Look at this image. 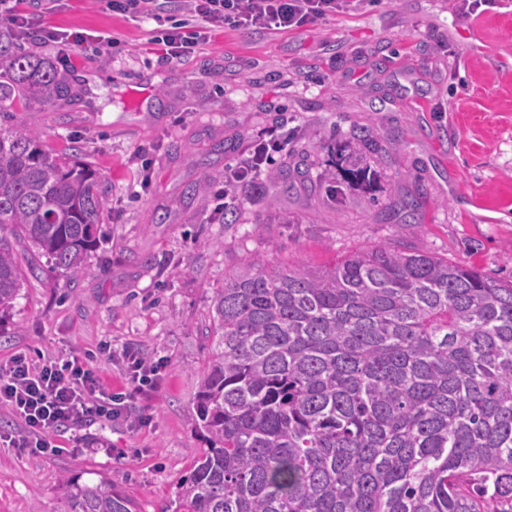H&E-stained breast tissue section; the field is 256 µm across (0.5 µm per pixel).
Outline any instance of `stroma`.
Instances as JSON below:
<instances>
[{
    "mask_svg": "<svg viewBox=\"0 0 512 512\" xmlns=\"http://www.w3.org/2000/svg\"><path fill=\"white\" fill-rule=\"evenodd\" d=\"M457 0H365L354 12L288 33L224 29L179 60L152 43L153 22L103 0H57L36 29L87 38L34 39L77 95L11 113L43 149L95 165L107 207L101 242L75 277L42 264L0 320V363L98 351L112 389L125 387L123 352L162 361L158 391L139 397L150 421H99L61 430L57 455L0 447V512H60L66 479H106L138 512H176L204 436L195 394L207 365L215 288L249 259L322 268L341 256L403 242L492 278L512 277V0L460 17ZM121 55L104 57L98 36ZM375 140L369 180L346 178L352 134ZM270 151L257 183L217 195L257 139ZM309 173L279 195L273 173ZM231 181V180H230ZM419 195L417 224L393 220Z\"/></svg>",
    "mask_w": 512,
    "mask_h": 512,
    "instance_id": "35a3bbf8",
    "label": "stroma"
}]
</instances>
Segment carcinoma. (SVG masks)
Here are the masks:
<instances>
[{
	"label": "carcinoma",
	"instance_id": "obj_1",
	"mask_svg": "<svg viewBox=\"0 0 512 512\" xmlns=\"http://www.w3.org/2000/svg\"><path fill=\"white\" fill-rule=\"evenodd\" d=\"M73 97L0 28V113ZM99 171L0 127V316L17 247L73 276L99 241ZM421 202L402 203L406 224ZM196 393L209 447L181 512H512V280L383 244L332 267L248 260L209 304ZM67 512H133L112 483L66 480Z\"/></svg>",
	"mask_w": 512,
	"mask_h": 512
}]
</instances>
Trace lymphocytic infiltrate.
<instances>
[{
  "instance_id": "f902f5d3",
  "label": "lymphocytic infiltrate",
  "mask_w": 512,
  "mask_h": 512,
  "mask_svg": "<svg viewBox=\"0 0 512 512\" xmlns=\"http://www.w3.org/2000/svg\"><path fill=\"white\" fill-rule=\"evenodd\" d=\"M361 0H176L184 20L166 22L157 0H105L112 13L150 19L158 24L155 40L166 56L181 58L194 53L223 29L282 31L299 29L326 17L351 12ZM128 386L112 392L102 380L92 356L72 353L34 363L15 354L0 365V406L8 408L25 425L23 436L11 438L10 447L34 454L56 453L53 434L64 423L82 425L97 420H128L130 427L147 424L132 415L136 396L160 386L159 363L139 353L124 356Z\"/></svg>"
}]
</instances>
